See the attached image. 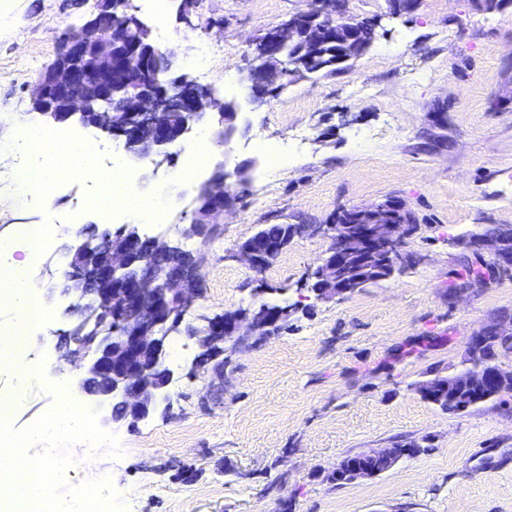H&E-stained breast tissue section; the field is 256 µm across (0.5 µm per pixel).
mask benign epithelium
Wrapping results in <instances>:
<instances>
[{"instance_id": "obj_1", "label": "benign epithelium", "mask_w": 512, "mask_h": 512, "mask_svg": "<svg viewBox=\"0 0 512 512\" xmlns=\"http://www.w3.org/2000/svg\"><path fill=\"white\" fill-rule=\"evenodd\" d=\"M113 5V0H95L89 19L65 34L55 60L40 75L31 94L39 114L51 120L61 105L67 119L86 127L88 113L94 112L96 128L120 140L129 161H148L157 169L170 163L171 145L188 138L203 122L211 125L215 145H224L234 132L236 102L216 97L212 89L194 79L169 77L160 61L172 53L152 42L149 27L134 13L126 24L127 35H138L144 50L118 54ZM358 25V18L343 7L333 8L330 0H311L307 11L266 29L250 43L249 61L242 71L241 81L249 90L250 101L259 107L272 93L282 90L287 74L301 73L299 66L312 56L315 40L327 33L339 35L346 58H360ZM290 44L303 46L295 63L282 55V49ZM250 168L249 160L231 172L217 164L194 197L186 224H174L154 236L125 229L95 238L79 234L64 246L68 255L64 281L83 282L77 293L64 291L72 315L60 332L66 348L64 360L80 369L78 393L96 407L109 409L102 421L138 422L170 400L168 388L174 370L166 363L167 349L194 305L200 284L198 262L180 242L213 230L236 201L233 189L249 181ZM351 212L360 222L333 221L318 226L329 240V248L328 256L314 271L320 287L310 292L317 300L353 293L360 278L349 279L346 274L365 272L374 261L392 273L404 267L403 248L415 225L394 222L403 207L381 202L353 207ZM466 242L475 255L488 254L496 272L512 273L511 241L476 233ZM275 250L273 245H242L240 256L258 269ZM114 311L127 314L118 328L112 327ZM290 313L289 306H269L260 315L239 308L224 312L222 321H207L194 333L199 353L193 366L224 380V342L240 345L251 337L272 336ZM489 336H512V314L501 313L481 327L472 336L468 352L479 351ZM477 377L499 395H512V366L480 370ZM449 386L448 377L437 376L418 384L417 393L431 401ZM369 458L382 460L389 469L399 455L392 447L347 457L336 467V480L380 474L366 463Z\"/></svg>"}]
</instances>
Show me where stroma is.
<instances>
[{
    "label": "stroma",
    "mask_w": 512,
    "mask_h": 512,
    "mask_svg": "<svg viewBox=\"0 0 512 512\" xmlns=\"http://www.w3.org/2000/svg\"><path fill=\"white\" fill-rule=\"evenodd\" d=\"M130 6L177 70L238 103L237 128L215 162L253 166L219 230L182 243L200 260L201 284L170 348L171 404L111 427L118 456L73 445L66 483L110 477L130 495L122 512H512V396L454 415L415 390L457 372L471 336L512 312V277L488 273L461 286L470 255L457 244L483 225H512V5L485 13L472 0H419L395 17L387 0H347L351 15L380 19L373 46L336 73L291 78L258 108L241 81L249 42L310 0H195L187 24L173 0ZM91 10L90 0H0V163L22 150L11 115L28 112L61 35ZM174 150V166L129 167L126 194L157 198L164 210L162 223L137 225L142 234L186 221L197 185L181 177L187 143ZM96 195L88 179L57 181L46 202L1 182L0 237L47 223L49 204L63 222L75 212L84 225L133 223L123 205L99 211ZM390 197L418 224L402 271L344 300H315L308 276L328 248L317 225ZM263 224L306 230L257 271L237 247ZM254 302L293 306L287 329L227 348L223 386L192 371L189 329ZM69 304L54 291L18 367H0L14 428L55 407L60 372L77 374L59 337ZM30 364L39 376L20 375ZM399 441L423 450L378 476L333 481L344 458ZM175 462L193 466L195 480L177 479Z\"/></svg>",
    "instance_id": "35a3bbf8"
}]
</instances>
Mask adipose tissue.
I'll use <instances>...</instances> for the list:
<instances>
[{"label": "adipose tissue", "mask_w": 512, "mask_h": 512, "mask_svg": "<svg viewBox=\"0 0 512 512\" xmlns=\"http://www.w3.org/2000/svg\"><path fill=\"white\" fill-rule=\"evenodd\" d=\"M15 131L32 158L27 173L29 191L48 194L53 182L62 176L54 160L53 145L40 140L37 125L23 122L16 125ZM69 169L83 173L97 184L101 209H111L113 202L122 200V165L101 169L91 140L72 142ZM24 232L30 241L24 261L0 267V302L8 304L15 312L9 328L0 331V365L4 367L13 366L16 354L32 341L45 311L40 291L26 275L27 265L35 261L41 249V227L31 224Z\"/></svg>", "instance_id": "1"}]
</instances>
